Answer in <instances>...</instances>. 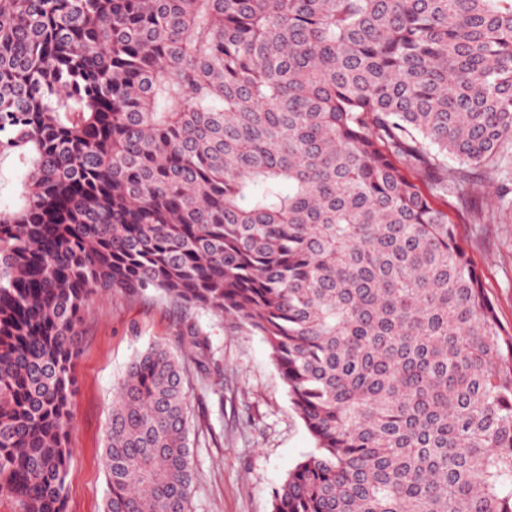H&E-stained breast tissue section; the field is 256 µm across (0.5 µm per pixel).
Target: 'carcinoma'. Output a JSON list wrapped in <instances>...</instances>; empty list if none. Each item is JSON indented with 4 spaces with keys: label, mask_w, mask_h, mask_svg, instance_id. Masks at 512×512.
Segmentation results:
<instances>
[{
    "label": "carcinoma",
    "mask_w": 512,
    "mask_h": 512,
    "mask_svg": "<svg viewBox=\"0 0 512 512\" xmlns=\"http://www.w3.org/2000/svg\"><path fill=\"white\" fill-rule=\"evenodd\" d=\"M7 158L15 512H65L88 301L148 290L268 347L313 441L272 512H512V333L438 204L512 166V0H0ZM184 372L129 362L104 512H191ZM22 174L11 159L0 162V200L15 202L22 190Z\"/></svg>",
    "instance_id": "obj_1"
}]
</instances>
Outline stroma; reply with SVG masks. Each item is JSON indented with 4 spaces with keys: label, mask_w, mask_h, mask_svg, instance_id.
I'll return each instance as SVG.
<instances>
[{
    "label": "stroma",
    "mask_w": 512,
    "mask_h": 512,
    "mask_svg": "<svg viewBox=\"0 0 512 512\" xmlns=\"http://www.w3.org/2000/svg\"><path fill=\"white\" fill-rule=\"evenodd\" d=\"M496 174L481 180L471 222L456 203L457 227L500 322L512 328V207L500 203ZM208 345L205 371L189 367L196 479L192 512H271L272 495L313 446L260 336L240 321L201 309L182 314L158 294L93 297L79 327L75 392L69 405L65 512H103V461L115 388L133 356L160 341L190 350L187 325Z\"/></svg>",
    "instance_id": "1"
}]
</instances>
